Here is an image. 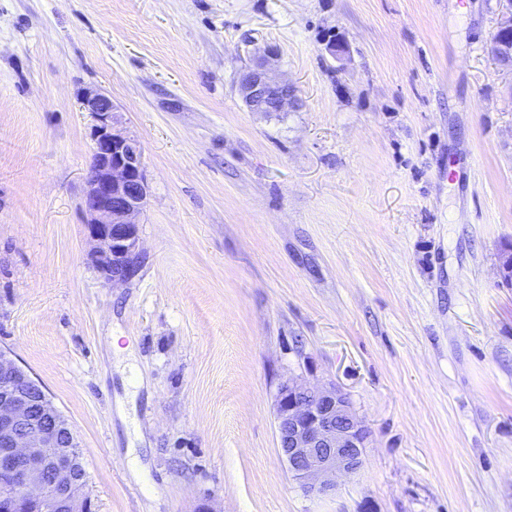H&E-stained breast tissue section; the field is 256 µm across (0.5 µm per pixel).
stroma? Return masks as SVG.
<instances>
[{"label":"stroma","instance_id":"35a3bbf8","mask_svg":"<svg viewBox=\"0 0 512 512\" xmlns=\"http://www.w3.org/2000/svg\"><path fill=\"white\" fill-rule=\"evenodd\" d=\"M498 0H0V347L74 430L98 512H512V68ZM347 46L342 60L329 37ZM299 107L251 112L266 47ZM106 92L142 146L145 251L93 268ZM142 379L136 421L112 337ZM291 379L371 431L304 495ZM499 2L506 4L505 12L490 38L488 51L501 63L512 65V1Z\"/></svg>","mask_w":512,"mask_h":512}]
</instances>
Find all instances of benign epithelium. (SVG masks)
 <instances>
[{
	"label": "benign epithelium",
	"mask_w": 512,
	"mask_h": 512,
	"mask_svg": "<svg viewBox=\"0 0 512 512\" xmlns=\"http://www.w3.org/2000/svg\"><path fill=\"white\" fill-rule=\"evenodd\" d=\"M492 34L488 51L512 65V0ZM278 53L265 49L239 75L251 112H282L297 104L295 89L270 72ZM81 109L93 119L92 160L82 209L92 265L112 284L130 281L144 261L138 216L148 186L140 142L123 128L112 99L87 88ZM278 448L307 495L336 490V475L364 464L369 430L348 396L333 383L290 380L276 395ZM77 437L44 387L0 348V512H96L85 493L86 469Z\"/></svg>",
	"instance_id": "obj_1"
}]
</instances>
